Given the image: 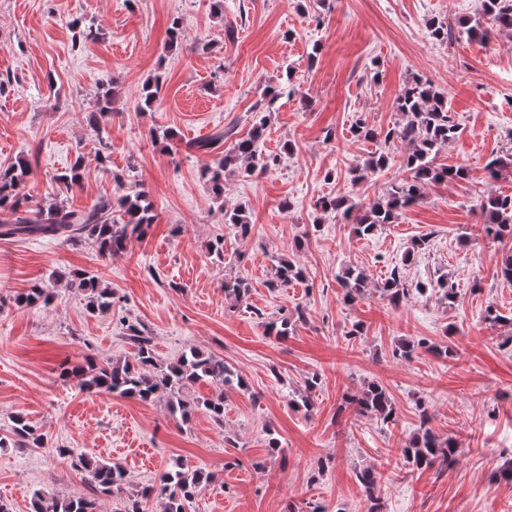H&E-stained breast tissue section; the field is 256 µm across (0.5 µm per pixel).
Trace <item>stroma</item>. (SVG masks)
<instances>
[{
  "label": "stroma",
  "instance_id": "1",
  "mask_svg": "<svg viewBox=\"0 0 512 512\" xmlns=\"http://www.w3.org/2000/svg\"><path fill=\"white\" fill-rule=\"evenodd\" d=\"M181 23L171 42L169 28ZM477 25L480 33L440 42L429 22ZM97 38L73 43L74 27ZM159 89L145 105L150 78ZM447 94L461 132L436 163L467 177L430 184L422 201L395 223L356 237L341 216L317 208L324 196L362 207L381 199L396 178L405 145L381 148L351 133L356 120L375 129L402 124L396 98L413 79ZM291 95L268 102L267 86ZM114 111L98 139L85 115L104 90ZM263 125L262 155L275 167L245 176L227 172L222 201L203 178L217 153L194 141L229 128L244 138ZM383 150L384 171L355 181L353 169ZM512 155V31L496 28L483 0H0V164L28 160L21 194L84 208L117 183L146 190L156 219L126 251L100 257L91 242L0 237V436L23 414L42 446L0 447V501L34 512L32 491L63 498L89 492L88 472L53 456L77 448L127 472L119 495L99 498L100 512H121L126 498L157 483L174 461L215 474L187 512H367L357 481L378 472L381 512H512V325L493 323L488 309L512 316V283L499 262L512 243L487 235L479 202L512 195V167L489 180L486 162ZM84 157L80 185L56 175ZM242 208L252 228L226 226ZM224 239V256L210 246ZM421 251L412 245L420 237ZM302 248H295L298 239ZM285 257L302 281L270 288ZM365 271L372 287L356 303L343 300L338 276ZM92 271L112 289L111 311L92 313L84 292L56 286L53 304L21 308L16 295L51 273ZM398 270L406 283L445 280L455 304L429 292L393 306L375 289ZM249 284L244 300L225 297V281ZM302 307L292 333H268L267 321ZM364 332L351 336L354 323ZM152 338L158 362L192 347L222 358L244 386L224 389V422L200 402L216 387L201 381L188 421L168 410V392L153 401L80 388L70 369L90 357H131L124 326ZM420 338L449 348L399 355ZM319 373L322 385L305 412L290 401ZM376 381L391 393L398 420L386 427L346 407L343 398ZM428 411L433 431L453 437L457 461L427 470L405 465L400 448ZM281 443L270 456L269 437Z\"/></svg>",
  "mask_w": 512,
  "mask_h": 512
}]
</instances>
